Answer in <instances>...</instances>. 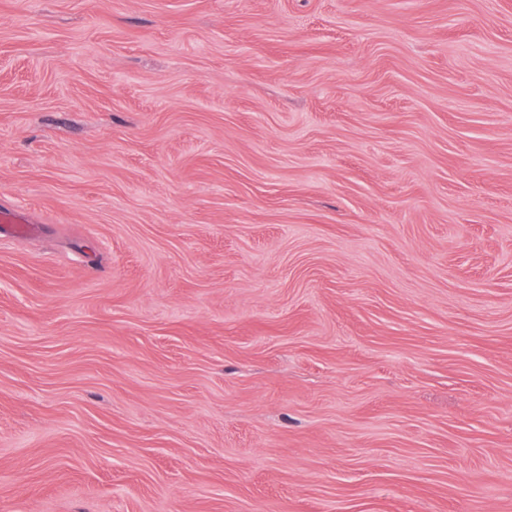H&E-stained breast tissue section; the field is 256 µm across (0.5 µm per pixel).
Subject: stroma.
Listing matches in <instances>:
<instances>
[{
  "label": "stroma",
  "instance_id": "35a3bbf8",
  "mask_svg": "<svg viewBox=\"0 0 512 512\" xmlns=\"http://www.w3.org/2000/svg\"><path fill=\"white\" fill-rule=\"evenodd\" d=\"M0 512H512V0H0Z\"/></svg>",
  "mask_w": 512,
  "mask_h": 512
}]
</instances>
